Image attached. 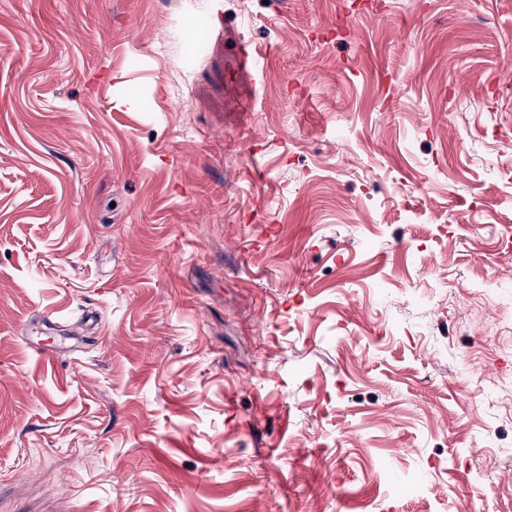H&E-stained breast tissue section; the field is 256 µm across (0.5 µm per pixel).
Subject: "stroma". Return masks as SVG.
<instances>
[{
  "mask_svg": "<svg viewBox=\"0 0 512 512\" xmlns=\"http://www.w3.org/2000/svg\"><path fill=\"white\" fill-rule=\"evenodd\" d=\"M499 379L512 0H0V512H507ZM268 56L267 48L255 46L251 42L236 40L233 44L231 57L237 70L246 71L249 75L250 94L242 108L244 112L251 111L253 101L263 87Z\"/></svg>",
  "mask_w": 512,
  "mask_h": 512,
  "instance_id": "obj_1",
  "label": "stroma"
}]
</instances>
